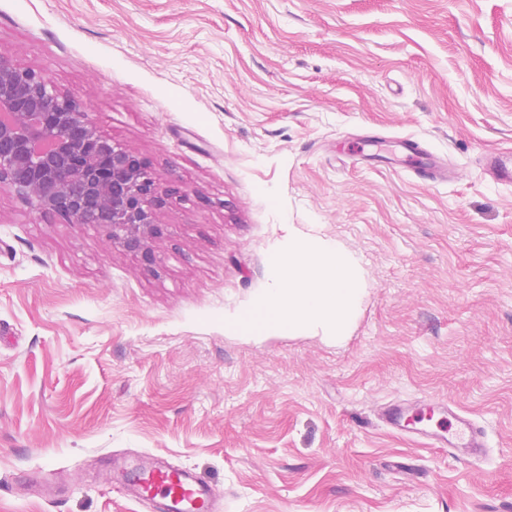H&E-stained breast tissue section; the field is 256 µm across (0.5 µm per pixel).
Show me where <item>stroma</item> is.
<instances>
[{"instance_id":"35a3bbf8","label":"stroma","mask_w":512,"mask_h":512,"mask_svg":"<svg viewBox=\"0 0 512 512\" xmlns=\"http://www.w3.org/2000/svg\"><path fill=\"white\" fill-rule=\"evenodd\" d=\"M1 49L174 196L148 268L0 190V512H149L112 474L147 455L222 512H512V0H0ZM292 224L363 261L343 345L224 331ZM433 399L482 464L381 421ZM406 152L405 168L413 176L424 183L439 184L444 180L442 169L430 163V153L413 137H406L401 141ZM484 165L498 183L512 185V150L486 154ZM436 410L444 412L448 410V427L436 424L437 431L426 432L424 434L425 442L423 444L434 448H458L459 442H464L469 449V462L480 464L484 458L486 447L485 433L483 429L475 424L471 419L457 413L451 409L447 402L435 400L430 404V413ZM455 421V424L450 418Z\"/></svg>"}]
</instances>
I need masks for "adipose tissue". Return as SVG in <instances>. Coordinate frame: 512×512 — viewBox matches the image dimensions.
Instances as JSON below:
<instances>
[{
	"mask_svg": "<svg viewBox=\"0 0 512 512\" xmlns=\"http://www.w3.org/2000/svg\"><path fill=\"white\" fill-rule=\"evenodd\" d=\"M365 286L366 271L355 254L292 227L279 246L274 283L262 304L225 320L224 329L253 337L319 335L340 343Z\"/></svg>",
	"mask_w": 512,
	"mask_h": 512,
	"instance_id": "adipose-tissue-1",
	"label": "adipose tissue"
}]
</instances>
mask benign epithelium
<instances>
[{
    "instance_id": "7a95c632",
    "label": "benign epithelium",
    "mask_w": 512,
    "mask_h": 512,
    "mask_svg": "<svg viewBox=\"0 0 512 512\" xmlns=\"http://www.w3.org/2000/svg\"><path fill=\"white\" fill-rule=\"evenodd\" d=\"M2 188L43 217L95 226L146 266L154 263L169 193L149 163L103 135L89 113L8 49L0 51Z\"/></svg>"
}]
</instances>
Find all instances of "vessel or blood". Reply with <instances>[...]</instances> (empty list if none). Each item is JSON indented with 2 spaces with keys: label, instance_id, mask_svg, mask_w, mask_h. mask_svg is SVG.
Returning a JSON list of instances; mask_svg holds the SVG:
<instances>
[{
  "label": "vessel or blood",
  "instance_id": "obj_1",
  "mask_svg": "<svg viewBox=\"0 0 512 512\" xmlns=\"http://www.w3.org/2000/svg\"><path fill=\"white\" fill-rule=\"evenodd\" d=\"M401 146L406 152L407 171L425 183L443 181L442 169L431 163L429 152L418 140L404 138ZM484 165L498 183L512 185V150L486 154ZM382 421L391 430L408 431L412 421L408 405L400 401L389 404ZM424 438L426 445L435 448L465 445L471 463H481L484 458L483 429L461 414H454L452 424L438 426ZM125 471L131 476L128 490L132 497L149 505L153 512H218L213 488L201 482L192 470L146 459L126 465Z\"/></svg>",
  "mask_w": 512,
  "mask_h": 512
}]
</instances>
